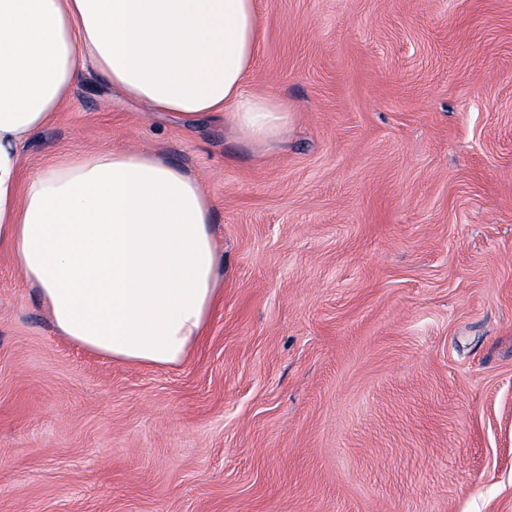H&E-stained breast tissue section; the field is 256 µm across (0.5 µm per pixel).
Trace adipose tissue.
Instances as JSON below:
<instances>
[{"label": "adipose tissue", "instance_id": "ef3b65f1", "mask_svg": "<svg viewBox=\"0 0 512 512\" xmlns=\"http://www.w3.org/2000/svg\"><path fill=\"white\" fill-rule=\"evenodd\" d=\"M256 0H0V248L60 336L113 361H185L222 296L213 204L154 151H73L28 179L21 157L94 70L163 112L223 118L277 145L292 120L249 88Z\"/></svg>", "mask_w": 512, "mask_h": 512}]
</instances>
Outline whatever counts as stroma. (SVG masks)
Instances as JSON below:
<instances>
[{"instance_id":"1","label":"stroma","mask_w":512,"mask_h":512,"mask_svg":"<svg viewBox=\"0 0 512 512\" xmlns=\"http://www.w3.org/2000/svg\"><path fill=\"white\" fill-rule=\"evenodd\" d=\"M264 151L97 74L23 150L199 178L224 296L179 365L58 336L0 251V512H512V0H258Z\"/></svg>"}]
</instances>
